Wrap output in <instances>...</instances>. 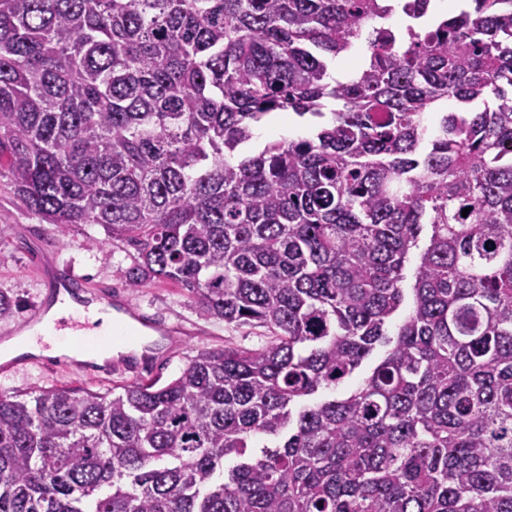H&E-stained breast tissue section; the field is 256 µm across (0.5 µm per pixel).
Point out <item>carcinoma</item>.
<instances>
[{"label": "carcinoma", "instance_id": "carcinoma-1", "mask_svg": "<svg viewBox=\"0 0 512 512\" xmlns=\"http://www.w3.org/2000/svg\"><path fill=\"white\" fill-rule=\"evenodd\" d=\"M421 2L0 0L28 214L271 334L0 394V512H512V0ZM254 133L253 143L258 145L284 137L288 138V136L294 138L305 135L307 132L305 126L297 122L292 121L288 124V122L277 121L257 128Z\"/></svg>", "mask_w": 512, "mask_h": 512}]
</instances>
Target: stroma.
<instances>
[{"label":"stroma","instance_id":"1","mask_svg":"<svg viewBox=\"0 0 512 512\" xmlns=\"http://www.w3.org/2000/svg\"><path fill=\"white\" fill-rule=\"evenodd\" d=\"M87 234L100 239L101 247L84 248L82 241ZM104 237L98 226L88 227L83 234L64 236L55 225L32 219L10 180L0 177V291L21 299L24 306L14 317L0 319V341L17 335L26 309L48 299L52 278L44 273L43 265L51 257L59 267H72L87 293H118L128 299L137 315L163 320L171 328L164 349L153 357L145 374L116 370L101 378L92 369H79L63 360L35 359L5 364L0 369V393L73 387L104 391L115 385L138 384L145 376L164 384L178 377L200 351L227 344L253 349L269 341L270 334L264 328L228 327L200 316L185 290L175 284L153 280L138 288L126 287L122 273L133 262L132 250L119 242H105Z\"/></svg>","mask_w":512,"mask_h":512}]
</instances>
